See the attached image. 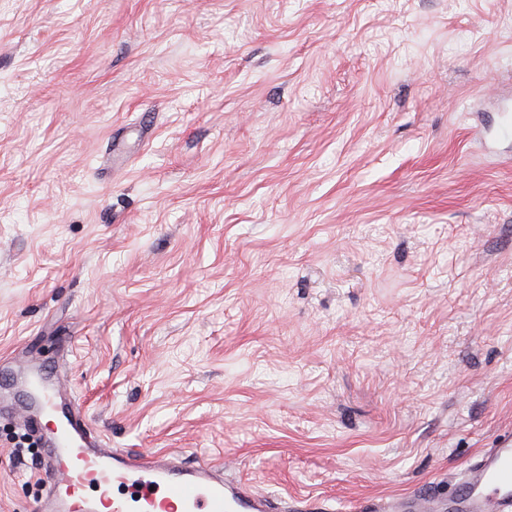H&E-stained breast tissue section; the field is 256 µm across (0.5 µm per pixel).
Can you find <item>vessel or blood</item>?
<instances>
[{
	"label": "vessel or blood",
	"mask_w": 512,
	"mask_h": 512,
	"mask_svg": "<svg viewBox=\"0 0 512 512\" xmlns=\"http://www.w3.org/2000/svg\"><path fill=\"white\" fill-rule=\"evenodd\" d=\"M15 413L47 448L52 473L36 512H278L272 496L229 480L219 464H183L179 455L111 447L76 401H62L56 373L35 366L4 376ZM512 512V437L485 450L454 485L450 500L417 490L377 503L378 512Z\"/></svg>",
	"instance_id": "1"
}]
</instances>
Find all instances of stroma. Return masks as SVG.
Masks as SVG:
<instances>
[{
	"label": "stroma",
	"mask_w": 512,
	"mask_h": 512,
	"mask_svg": "<svg viewBox=\"0 0 512 512\" xmlns=\"http://www.w3.org/2000/svg\"><path fill=\"white\" fill-rule=\"evenodd\" d=\"M510 121L512 0H0V363L289 501L445 492L512 435Z\"/></svg>",
	"instance_id": "obj_1"
}]
</instances>
